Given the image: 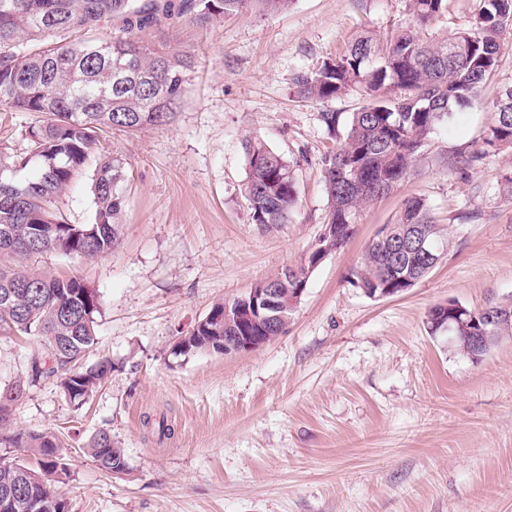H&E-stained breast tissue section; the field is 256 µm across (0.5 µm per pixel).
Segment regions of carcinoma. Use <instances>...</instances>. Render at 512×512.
Instances as JSON below:
<instances>
[{
    "label": "carcinoma",
    "mask_w": 512,
    "mask_h": 512,
    "mask_svg": "<svg viewBox=\"0 0 512 512\" xmlns=\"http://www.w3.org/2000/svg\"><path fill=\"white\" fill-rule=\"evenodd\" d=\"M291 0H0V102L18 112H37L47 121L24 131L23 155H0V259L56 252L102 257L120 242L125 207V162L106 150V133L166 124L186 88L194 60L148 40L174 22L206 28L216 20L256 8L275 13ZM412 21L378 45L356 39L347 52L295 78L297 93L322 103L357 89L365 104L346 117V134L324 156L327 223L336 225L331 250L353 234L362 205L405 181L430 135L454 107L477 96L502 50L501 34L512 24V0H483L471 26L430 40L425 30L442 14L445 0H411ZM122 26L106 41L89 37L55 41L58 33L85 34L102 21ZM494 119L483 153L512 150V84L493 104ZM244 196L251 223L286 224L297 204L294 171L258 139L244 144ZM90 177L94 218L73 224L59 210V196L79 177ZM425 238L448 246L442 229L419 198H409L397 222L366 246L355 285L374 296L403 293L429 272L423 254L400 241ZM315 264L296 263L268 280L277 288H305ZM98 295L75 276L0 267V329L41 338L43 350L28 363L27 381L57 379L71 402L84 404L112 372L102 358L77 363L96 344ZM231 329L224 303L214 304L193 327L189 351ZM242 336L274 334L251 324ZM0 445L25 448L37 457L40 479L27 481L30 467L0 460V498L12 512H69L61 491L67 465L46 433H0ZM96 465L124 472L128 464L109 432L86 445Z\"/></svg>",
    "instance_id": "1"
}]
</instances>
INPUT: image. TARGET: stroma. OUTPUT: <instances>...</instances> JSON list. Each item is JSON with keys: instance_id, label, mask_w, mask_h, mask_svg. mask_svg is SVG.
I'll return each instance as SVG.
<instances>
[{"instance_id": "stroma-1", "label": "stroma", "mask_w": 512, "mask_h": 512, "mask_svg": "<svg viewBox=\"0 0 512 512\" xmlns=\"http://www.w3.org/2000/svg\"><path fill=\"white\" fill-rule=\"evenodd\" d=\"M446 5L428 36L467 29L481 2ZM410 19V0H292L275 14L166 28L165 48L195 64L169 125L107 134L127 170L118 247L91 260L25 259L98 294L97 343L82 364L106 356L111 373L75 408L57 381L27 383L39 338L0 330V390L19 393L7 429L54 435L70 512H512V336L475 361L428 325L435 305L480 310L512 294V193L501 180L512 151L480 154L491 106L512 83V27L477 98L431 134L409 179L362 210L282 334L251 352H171L215 303L298 260L327 221L322 159L336 142L319 114L356 111L363 98L303 99L296 75ZM44 120L0 103V153L25 152L24 130ZM250 138L293 165L290 223L251 222ZM410 197L450 247L401 295L368 297L352 273ZM100 430L122 448L126 472L87 455Z\"/></svg>"}]
</instances>
